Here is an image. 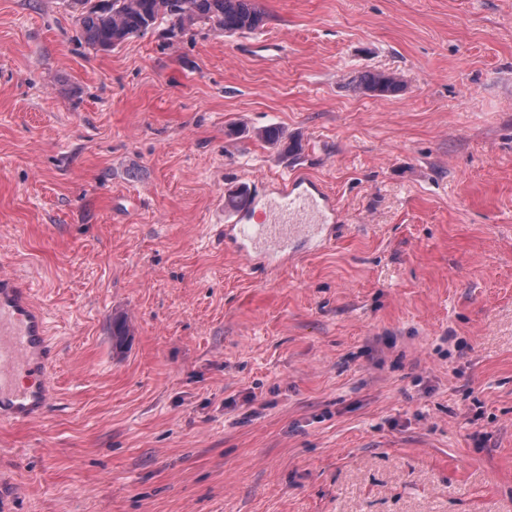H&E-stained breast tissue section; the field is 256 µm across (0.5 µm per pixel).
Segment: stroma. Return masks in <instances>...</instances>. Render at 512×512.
<instances>
[{"mask_svg": "<svg viewBox=\"0 0 512 512\" xmlns=\"http://www.w3.org/2000/svg\"><path fill=\"white\" fill-rule=\"evenodd\" d=\"M258 2L98 51L0 0V272L58 393L0 427V512H512V0ZM296 171L333 239L247 273L225 198ZM352 83L356 92L378 99H388L404 88V81L398 74L379 69L359 73ZM259 137L268 144L280 148L284 154H295L300 149V143L296 139H288L282 129L267 127L259 133Z\"/></svg>", "mask_w": 512, "mask_h": 512, "instance_id": "obj_1", "label": "stroma"}]
</instances>
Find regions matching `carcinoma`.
I'll return each mask as SVG.
<instances>
[{"label":"carcinoma","mask_w":512,"mask_h":512,"mask_svg":"<svg viewBox=\"0 0 512 512\" xmlns=\"http://www.w3.org/2000/svg\"><path fill=\"white\" fill-rule=\"evenodd\" d=\"M90 0H71L80 10L77 22L85 43L96 50H109L132 36L146 33L165 18L182 32L196 24L209 25L227 36L251 33L266 21L257 0H112L109 8H86ZM354 90L378 99H388L404 88L394 72L370 69L356 75ZM259 137L285 154H295L300 143L285 136L278 127H267Z\"/></svg>","instance_id":"obj_1"}]
</instances>
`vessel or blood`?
<instances>
[{
	"mask_svg": "<svg viewBox=\"0 0 512 512\" xmlns=\"http://www.w3.org/2000/svg\"><path fill=\"white\" fill-rule=\"evenodd\" d=\"M338 207L331 197L317 199L297 180L287 179L271 197L251 196L246 207L234 211L221 230L224 246L252 271L285 262L295 243L307 234V221L335 220ZM54 351L47 320L30 296L23 279L0 274V424L15 425L42 419L53 389L48 381ZM36 370L38 386L20 390L13 378Z\"/></svg>",
	"mask_w": 512,
	"mask_h": 512,
	"instance_id": "vessel-or-blood-1",
	"label": "vessel or blood"
}]
</instances>
